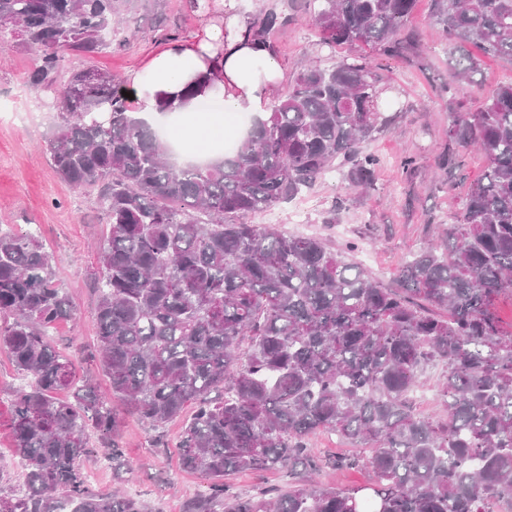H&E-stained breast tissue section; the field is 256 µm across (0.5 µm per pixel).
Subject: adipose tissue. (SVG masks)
Wrapping results in <instances>:
<instances>
[{
    "instance_id": "ef3b65f1",
    "label": "adipose tissue",
    "mask_w": 512,
    "mask_h": 512,
    "mask_svg": "<svg viewBox=\"0 0 512 512\" xmlns=\"http://www.w3.org/2000/svg\"><path fill=\"white\" fill-rule=\"evenodd\" d=\"M247 32L238 17L214 20L202 34L172 42L141 68L130 70L124 85L134 99L151 103L158 94L178 96L199 77L210 76L211 92L223 97L222 113L200 117L188 105L181 112L190 126L221 129L226 118L262 111L284 79L272 50L252 41Z\"/></svg>"
}]
</instances>
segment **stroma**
<instances>
[{"instance_id":"obj_1","label":"stroma","mask_w":512,"mask_h":512,"mask_svg":"<svg viewBox=\"0 0 512 512\" xmlns=\"http://www.w3.org/2000/svg\"><path fill=\"white\" fill-rule=\"evenodd\" d=\"M121 21L112 28V43L87 58L88 66L117 77L144 64L168 44L170 37L185 39L201 33L209 22L199 0H119ZM247 25L266 13L287 16V25L272 43L286 78L307 60L335 64L343 55L371 56L389 87L384 96L386 122L364 145L380 160L370 184L358 186L346 171L331 170L307 193L258 214L254 221L273 222L285 234L322 238L334 251L357 244L353 261L383 286L394 284L397 271L423 244L438 240L451 224L469 187L484 175L485 155L468 144L449 140L448 102L459 97L478 107L500 84L512 81V60L486 57L478 86L457 92L448 72L449 46L433 17L432 0H417L406 25L397 32V54L386 56L355 44L332 50L322 45L314 15L305 0H237ZM34 55L17 42L0 50V113L25 104V82ZM57 109L46 104L31 126L0 122V227L16 232L38 230L52 256L58 284L74 302L72 317L57 325L52 341L70 354L80 375L92 379L100 396H110L107 378L90 361L96 344L93 318L97 296L91 277L98 268L97 248L107 236L91 188L63 182L40 146L50 131ZM411 166H404V159ZM23 377L0 353V488L19 487L24 480L14 438L7 426L12 400ZM183 421L168 422L162 433L129 416L123 417L120 437L126 472L115 479L112 461L98 452L83 459L84 472L93 473L91 487L101 494L121 490L148 504L151 512H183L187 500L207 494L209 481L202 474L180 469L175 443ZM308 447L321 463L318 481L348 489L372 482L365 466L336 468L334 459L356 450L330 432L310 435Z\"/></svg>"}]
</instances>
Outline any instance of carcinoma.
I'll return each instance as SVG.
<instances>
[{
    "label": "carcinoma",
    "instance_id": "1",
    "mask_svg": "<svg viewBox=\"0 0 512 512\" xmlns=\"http://www.w3.org/2000/svg\"><path fill=\"white\" fill-rule=\"evenodd\" d=\"M414 4L309 0L324 45L386 55ZM116 11L117 0H0V45L9 35L34 51L26 83L56 100L43 151L66 183L100 190L108 236L90 358L112 393L100 397L50 340L74 305L39 235L0 229V352L32 380L10 419L25 487L0 492V512H149L96 493L79 467L92 434L121 464L115 399L154 428L192 409L176 448L210 492L185 512L512 510V330L495 312L512 288V82L474 111L449 103L448 138L475 144L487 170L446 247H422L400 287L384 288L318 237L249 222L334 166L372 180L379 158L362 144L379 130L384 88L370 59L304 67L224 159L176 167L121 83L68 65L107 46ZM433 12L449 44L512 59V0H433ZM287 22L269 14L250 37L269 46ZM448 67L459 86L479 84L469 53ZM431 364L446 367L443 414L419 417L409 393ZM320 430L370 449L335 460L370 467V486L243 496L228 482L240 471L318 470L307 438Z\"/></svg>",
    "mask_w": 512,
    "mask_h": 512
}]
</instances>
